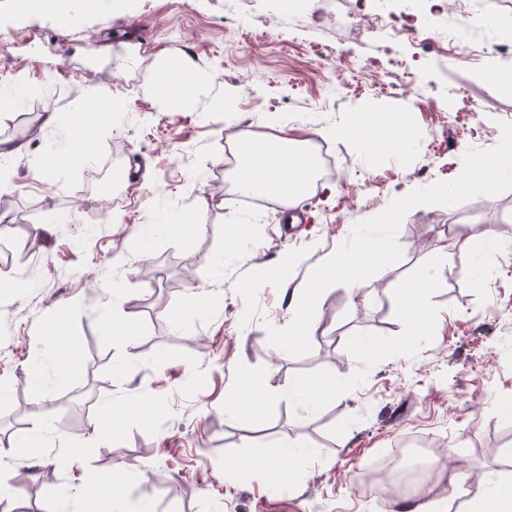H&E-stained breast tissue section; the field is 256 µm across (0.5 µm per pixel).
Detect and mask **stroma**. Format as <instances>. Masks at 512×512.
Returning a JSON list of instances; mask_svg holds the SVG:
<instances>
[{"label":"stroma","mask_w":512,"mask_h":512,"mask_svg":"<svg viewBox=\"0 0 512 512\" xmlns=\"http://www.w3.org/2000/svg\"><path fill=\"white\" fill-rule=\"evenodd\" d=\"M61 3L32 15L0 0L10 33L0 39V195L12 223L0 231L12 253L0 281L18 284L0 293L6 505L51 512L126 465L137 477L117 495L149 499L154 512H398L399 501L366 497L352 478L412 438L451 453L444 471L469 477L445 512H464L483 480L512 473V175L489 188L464 163L512 144V88L470 58L481 16L512 30V0H476L447 51L429 40L430 13L411 41L368 32L398 0H313L298 19L273 0H98L92 12L85 0ZM134 24L146 40L121 41ZM356 62L364 79L330 93L334 68ZM167 66L195 79L172 101L156 88ZM108 87L123 110L96 114L88 139L71 145L90 92ZM383 114L401 115L402 149L338 134ZM244 125L321 142L334 158L291 233L276 199L255 213L232 182L225 146ZM30 127L36 141L19 139ZM69 147L95 167L50 164ZM404 186L426 207L380 222ZM487 230L502 247L487 249ZM365 239L391 247L392 264L353 285H314L326 254ZM287 251L290 272L269 277ZM429 273L415 334L390 299ZM307 287L294 339L288 306ZM91 379L96 403L71 414L64 396ZM248 379L262 404L226 415ZM298 380L336 391L314 408L290 396ZM142 398L149 412L137 411ZM106 403L118 414L100 440Z\"/></svg>","instance_id":"1"}]
</instances>
